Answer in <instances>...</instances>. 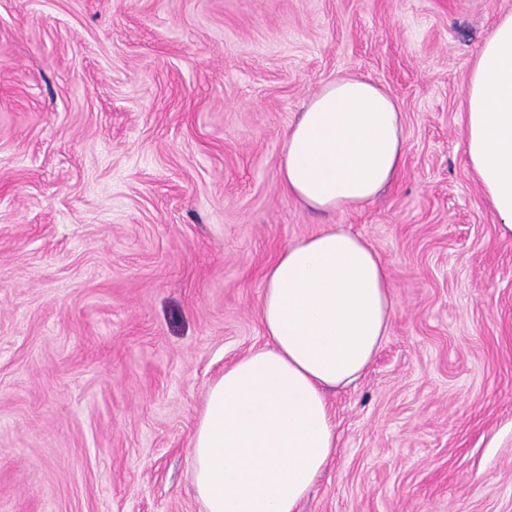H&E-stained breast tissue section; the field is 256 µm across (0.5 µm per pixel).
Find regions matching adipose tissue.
I'll return each instance as SVG.
<instances>
[{"instance_id":"obj_1","label":"adipose tissue","mask_w":512,"mask_h":512,"mask_svg":"<svg viewBox=\"0 0 512 512\" xmlns=\"http://www.w3.org/2000/svg\"><path fill=\"white\" fill-rule=\"evenodd\" d=\"M465 98L469 169L512 237V12L480 47ZM403 156L391 94L338 77L286 132L279 176L311 209L356 211L394 182ZM264 280L268 342L210 383L193 435L192 483L205 512H298L339 446L328 391L358 379L389 333L388 269L343 225L289 243Z\"/></svg>"}]
</instances>
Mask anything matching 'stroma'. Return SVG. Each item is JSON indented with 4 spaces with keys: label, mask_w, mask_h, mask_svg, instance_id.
<instances>
[{
    "label": "stroma",
    "mask_w": 512,
    "mask_h": 512,
    "mask_svg": "<svg viewBox=\"0 0 512 512\" xmlns=\"http://www.w3.org/2000/svg\"><path fill=\"white\" fill-rule=\"evenodd\" d=\"M512 0H0V512H205L211 381L267 343L266 267L341 224L389 334L328 395L300 512H512V239L467 166L465 88ZM395 98L404 162L316 212L279 180L324 83Z\"/></svg>",
    "instance_id": "obj_1"
}]
</instances>
